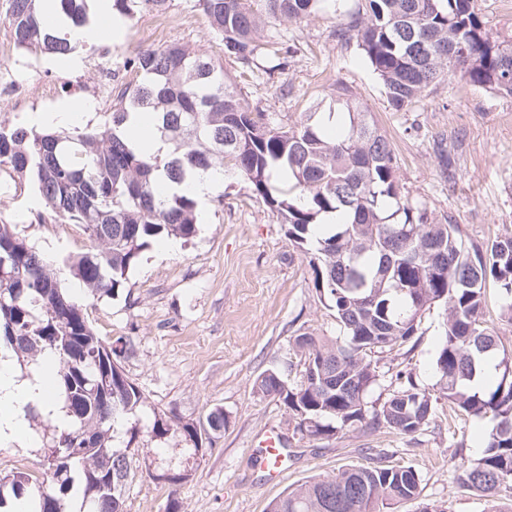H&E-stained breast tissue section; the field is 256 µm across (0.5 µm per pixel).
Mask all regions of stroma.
I'll return each mask as SVG.
<instances>
[{"label":"stroma","instance_id":"35a3bbf8","mask_svg":"<svg viewBox=\"0 0 512 512\" xmlns=\"http://www.w3.org/2000/svg\"><path fill=\"white\" fill-rule=\"evenodd\" d=\"M9 4L0 0V119L13 123L82 98L95 105L90 125L103 124L119 91L136 80L125 59L142 47L182 43L214 62L224 60L222 42L198 0H169L161 13L138 11L121 40L80 51L76 69L69 58L17 49ZM337 24L327 5L297 23L269 20L268 29L279 36L280 66L268 74L246 68L239 87L250 106L272 123L291 127L309 113L333 111L337 87H347L391 141L404 192L429 221L461 225L467 250L512 234V95L456 80L394 110L357 43L337 39ZM35 195L30 186L21 194L0 187V219L57 259L83 252L88 242L82 232L47 219L45 206H31ZM61 283L79 297L99 336L128 337L134 344L121 366L147 401L135 420L115 426L120 436L134 422L142 429L131 449L136 476L126 490L125 512H166L172 498L180 512H267L273 500L310 477L374 464L418 471L419 498L399 505L398 512H419L425 503L447 512H483V500L456 483L460 455L477 452L466 434L480 421L455 415L446 400H439L429 424L412 436L390 428H349L309 440L296 431L281 400L255 393L256 377L267 370L280 371L290 383L299 380L295 336L336 337L340 328L317 297L306 255L244 179L225 178L205 203L192 239L151 242L117 296L89 297L70 275ZM445 320L443 305L425 312L402 362L419 385L436 381L434 360ZM218 408L226 418L224 431L197 457L188 456L177 434L161 441L148 434L155 415L173 411L203 429ZM270 429L279 432L290 455L287 474L274 483L252 463L253 449ZM187 467L190 478L175 489L152 477Z\"/></svg>","mask_w":512,"mask_h":512}]
</instances>
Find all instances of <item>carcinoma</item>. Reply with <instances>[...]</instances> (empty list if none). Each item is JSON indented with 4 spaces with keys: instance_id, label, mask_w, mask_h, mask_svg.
<instances>
[{
    "instance_id": "cac0c4a2",
    "label": "carcinoma",
    "mask_w": 512,
    "mask_h": 512,
    "mask_svg": "<svg viewBox=\"0 0 512 512\" xmlns=\"http://www.w3.org/2000/svg\"><path fill=\"white\" fill-rule=\"evenodd\" d=\"M125 17L168 0H114ZM209 27L221 37L224 61L248 66L264 54L262 15L299 21L321 0H199ZM40 0H10L8 22L15 45L66 57L87 48L43 25ZM65 16L87 22V0H60ZM336 37L356 40L401 110L430 86L461 80L512 95V36L491 32L473 0H367L362 12L344 15ZM143 76L118 95L102 126L39 130L0 120V177L22 192L33 183L59 224L79 227L90 245L66 261L70 273L96 298L118 294L127 272L150 241L189 240L198 224L196 199L175 193L156 197L159 173L180 184L196 172L225 168L247 179L281 223L288 240L309 255L320 302L334 312L342 335L334 340L302 334L301 379L287 383L264 371L254 389L282 400L309 438L347 428H391L411 436L428 425L434 404L448 400L462 415L489 419L475 436L479 452L462 457L457 485L490 503L486 512H512L494 503L512 490V348L483 321L488 281L512 322V235L473 252L462 250L459 224H432L403 191L394 149L372 113L338 88L343 109L335 135L309 114L284 129L250 109L224 67L188 45L148 48L125 61ZM156 114L169 143L163 157L148 158L128 139L129 112ZM336 223L319 224L324 214ZM435 304L446 311L445 334L435 357L436 383L421 387L392 371L383 354L399 353ZM0 349L20 362L54 356L51 373L67 421L44 418L26 407L42 435L44 477L24 472L0 477L17 496L28 495L39 512H68L74 494L85 512H124L131 475L129 449L140 429L114 439L115 423L136 414L144 393L128 377L101 388V377L133 352L131 340L106 341L85 309L67 294L53 259L39 253L15 225L0 220ZM388 384L387 399L369 400ZM224 412L209 414L211 433L178 417L154 418L150 433L180 432L190 450L224 431ZM420 495L411 466L350 465L288 489L269 512H394Z\"/></svg>"
}]
</instances>
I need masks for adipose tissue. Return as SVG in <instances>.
<instances>
[{
  "label": "adipose tissue",
  "mask_w": 512,
  "mask_h": 512,
  "mask_svg": "<svg viewBox=\"0 0 512 512\" xmlns=\"http://www.w3.org/2000/svg\"><path fill=\"white\" fill-rule=\"evenodd\" d=\"M126 22L113 9L112 0H89L88 21L80 27H69L71 38L118 39ZM127 128L134 146L145 156H163L169 145L157 130L153 113L139 110L131 113ZM51 383L48 367H40L29 375L17 373L11 352H0V447L28 448L32 438L28 431L25 407L36 404L43 414L63 421L64 414L49 392Z\"/></svg>",
  "instance_id": "ef3b65f1"
}]
</instances>
